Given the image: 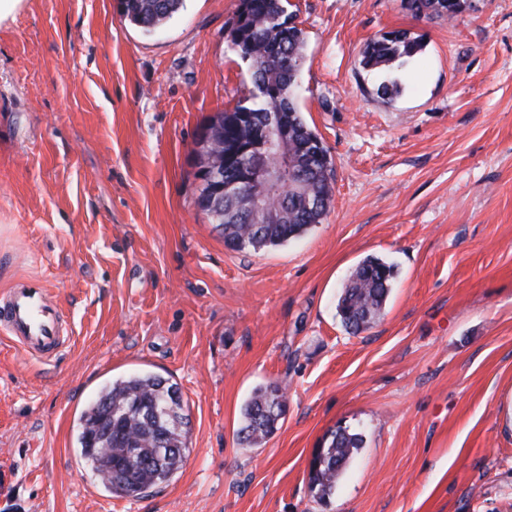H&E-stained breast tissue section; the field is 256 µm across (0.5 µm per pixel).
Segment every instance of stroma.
Listing matches in <instances>:
<instances>
[{
  "label": "stroma",
  "instance_id": "stroma-1",
  "mask_svg": "<svg viewBox=\"0 0 512 512\" xmlns=\"http://www.w3.org/2000/svg\"><path fill=\"white\" fill-rule=\"evenodd\" d=\"M238 4L185 0L150 35L118 0H25L0 23V290L37 279L67 323L46 363L0 334V512H512V0L449 19L289 0L333 201L256 252L198 208L192 154L252 88L224 35ZM392 30L421 51L363 69ZM387 76L403 87L388 102ZM369 256L396 276L352 335L337 302ZM139 372L179 386L189 453L119 497L82 457L79 419ZM269 383L284 419L242 447L241 408ZM338 428L364 446L321 500L310 463Z\"/></svg>",
  "mask_w": 512,
  "mask_h": 512
}]
</instances>
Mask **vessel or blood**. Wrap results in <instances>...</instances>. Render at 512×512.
I'll return each instance as SVG.
<instances>
[{"mask_svg": "<svg viewBox=\"0 0 512 512\" xmlns=\"http://www.w3.org/2000/svg\"><path fill=\"white\" fill-rule=\"evenodd\" d=\"M60 326L57 306L34 279L18 280L0 294V327L26 352L52 358L59 347Z\"/></svg>", "mask_w": 512, "mask_h": 512, "instance_id": "obj_1", "label": "vessel or blood"}]
</instances>
